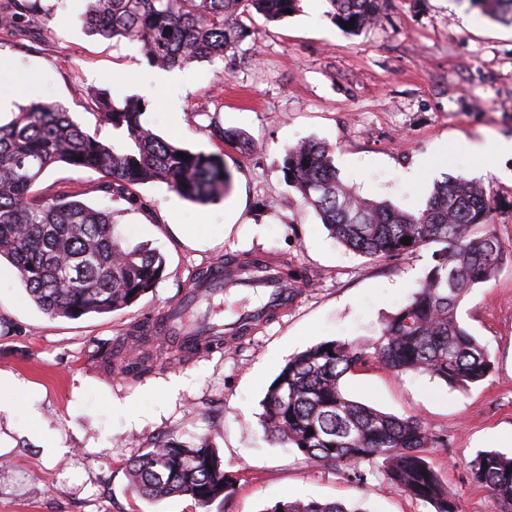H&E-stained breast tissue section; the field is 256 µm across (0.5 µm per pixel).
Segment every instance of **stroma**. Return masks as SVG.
I'll return each mask as SVG.
<instances>
[{"mask_svg": "<svg viewBox=\"0 0 512 512\" xmlns=\"http://www.w3.org/2000/svg\"><path fill=\"white\" fill-rule=\"evenodd\" d=\"M33 21L0 29L10 75L0 121L19 107L58 103L86 130L112 137L94 94L144 98L143 122L193 151L220 156L232 175L224 198L186 201L163 183L139 186L141 207L102 192L103 174L65 164L33 191L65 190L109 209L127 247L160 250L165 270L133 306L78 319L52 317L0 261V512H201L190 497H138L125 471L149 446L207 440L234 494L211 512H264L279 501L340 502L364 512H432L387 476L381 461L356 471L304 458L268 437L261 402L293 355L322 341L370 351L385 319L407 303L438 244L370 259L339 244L281 170L284 151L307 140L332 152L340 179L362 197L423 208L435 182L482 183L492 232L506 260L461 301L458 318L491 355L478 385L452 388L424 374L369 362L347 375L354 400L419 418L436 445L427 459L454 490L458 512H500L468 464L481 450L512 455V156L476 157L473 143L512 140V27L471 0H389L373 27L353 35L328 16L327 0H300L277 22L255 17L250 35L213 61L148 64L138 42L89 35L86 0H40ZM244 132L249 152L212 138L211 123ZM276 254L298 272L287 313L223 349L171 359L155 342L149 374L131 379L95 357L133 324L157 318L191 288L200 268L230 254Z\"/></svg>", "mask_w": 512, "mask_h": 512, "instance_id": "stroma-1", "label": "stroma"}]
</instances>
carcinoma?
<instances>
[{
    "label": "carcinoma",
    "instance_id": "1",
    "mask_svg": "<svg viewBox=\"0 0 512 512\" xmlns=\"http://www.w3.org/2000/svg\"><path fill=\"white\" fill-rule=\"evenodd\" d=\"M331 19L359 32L377 22L386 0H327ZM490 19L512 26V0H473ZM14 11L0 18L7 27L34 16L37 0H13ZM299 0H88L85 24L104 38L141 44L148 62L174 68L224 58L249 36L246 21L258 14L268 22L298 11ZM98 114L122 132L115 145L83 129L60 104L22 107L0 124V257L16 269L28 297L46 314L78 319L132 306L155 287L163 257L151 248H128L115 235L112 212L61 192L37 201L31 188L51 166L98 170L108 180L102 191L141 200L135 187L166 184L184 200L206 204L224 196L232 175L218 157L192 152L164 140L142 123L146 102L129 96L117 102L108 91L95 94ZM216 140L250 150L243 133L211 127ZM186 154L181 158L178 153ZM288 184L312 207L333 238L366 257L390 258L432 243L444 248L408 302L383 324L373 359L399 373H423L451 387L484 380L492 369L486 347L458 319L466 293L490 281L503 259L496 236H475L493 219L483 185L449 176L434 185L424 208L411 212L386 201L360 196L337 175L330 149L307 141L288 148L281 165ZM408 236L405 245L400 239ZM148 338L147 325L127 329L122 346L103 343L99 357L120 374L142 376L152 370L147 356L133 349ZM356 346L331 340L292 356L263 400L260 424L268 437L297 449L306 459L349 468L380 459L389 479L433 512H457L456 496L427 461L436 439L415 417H397L350 399L343 378L366 364ZM314 434L307 435V429ZM125 470L134 492L161 501L189 496L201 509L228 499L236 481L206 443L179 441L153 445ZM469 475L512 512V457L480 451ZM265 512H363L338 502L279 501Z\"/></svg>",
    "mask_w": 512,
    "mask_h": 512
}]
</instances>
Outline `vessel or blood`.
Here are the masks:
<instances>
[{"mask_svg":"<svg viewBox=\"0 0 512 512\" xmlns=\"http://www.w3.org/2000/svg\"><path fill=\"white\" fill-rule=\"evenodd\" d=\"M214 274V279L198 283L196 288L183 293L179 300L169 304L161 326V336L177 334L181 339L193 340L207 335V328L194 318L193 310L198 303L215 295L217 289L224 286L253 289L262 295L260 304L243 311L235 322L225 326L226 341L250 334L257 324L288 309L293 291L280 267L272 260H265L263 270L259 273L245 262L228 260L224 264L215 265Z\"/></svg>","mask_w":512,"mask_h":512,"instance_id":"obj_1","label":"vessel or blood"}]
</instances>
